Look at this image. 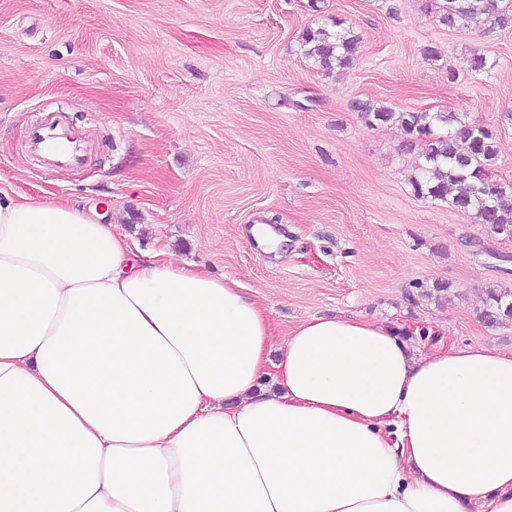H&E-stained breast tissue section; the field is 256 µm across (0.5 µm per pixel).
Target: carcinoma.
I'll return each instance as SVG.
<instances>
[{"label": "carcinoma", "mask_w": 512, "mask_h": 512, "mask_svg": "<svg viewBox=\"0 0 512 512\" xmlns=\"http://www.w3.org/2000/svg\"><path fill=\"white\" fill-rule=\"evenodd\" d=\"M431 8L438 23L449 28L460 20L512 24V13L503 0H434ZM359 44L360 36L339 19L302 35L304 56L327 74L350 69ZM468 64L471 72L483 74L491 72L497 61L474 52ZM361 111L369 125H396L410 144L421 145L423 162L411 181L417 196L468 212L487 233L512 240V184L495 180L490 174L499 156L496 136L490 129L474 125L456 112L396 111L370 105L361 106ZM482 318L488 323L512 319V292L489 289Z\"/></svg>", "instance_id": "cac0c4a2"}]
</instances>
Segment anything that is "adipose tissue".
<instances>
[{
  "instance_id": "obj_1",
  "label": "adipose tissue",
  "mask_w": 512,
  "mask_h": 512,
  "mask_svg": "<svg viewBox=\"0 0 512 512\" xmlns=\"http://www.w3.org/2000/svg\"><path fill=\"white\" fill-rule=\"evenodd\" d=\"M272 340L236 280L0 190V512H512V350Z\"/></svg>"
}]
</instances>
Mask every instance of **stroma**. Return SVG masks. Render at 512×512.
Wrapping results in <instances>:
<instances>
[{
	"label": "stroma",
	"mask_w": 512,
	"mask_h": 512,
	"mask_svg": "<svg viewBox=\"0 0 512 512\" xmlns=\"http://www.w3.org/2000/svg\"><path fill=\"white\" fill-rule=\"evenodd\" d=\"M429 3L0 0V189L78 203L140 250L237 280L277 348L304 321L352 317L404 327L415 349L511 350L512 320L481 312L489 288L512 291V241L416 196L419 146L359 109L466 113L512 182V26L446 28ZM334 17L361 48L328 75L301 37ZM476 50L491 73L468 70ZM49 115L86 144L81 168L30 153ZM268 222L278 258L249 233Z\"/></svg>",
	"instance_id": "stroma-1"
}]
</instances>
